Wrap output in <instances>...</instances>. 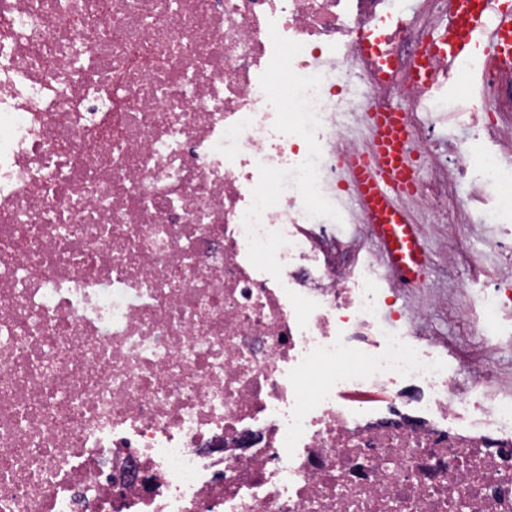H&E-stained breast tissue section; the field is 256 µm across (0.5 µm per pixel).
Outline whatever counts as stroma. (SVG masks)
I'll list each match as a JSON object with an SVG mask.
<instances>
[{
    "label": "stroma",
    "mask_w": 512,
    "mask_h": 512,
    "mask_svg": "<svg viewBox=\"0 0 512 512\" xmlns=\"http://www.w3.org/2000/svg\"><path fill=\"white\" fill-rule=\"evenodd\" d=\"M420 228L430 263L423 282L424 290L406 297L408 306L426 314V324L446 337L449 365H456V355L475 344L466 322L456 309L465 293L487 290L500 284L506 268L512 267V253H500L488 245L499 231L487 224H434L426 210L409 214ZM444 291L447 305L433 302L432 294Z\"/></svg>",
    "instance_id": "35a3bbf8"
}]
</instances>
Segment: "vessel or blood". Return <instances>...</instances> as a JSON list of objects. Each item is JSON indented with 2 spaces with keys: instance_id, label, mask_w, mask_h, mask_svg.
<instances>
[{
  "instance_id": "obj_1",
  "label": "vessel or blood",
  "mask_w": 512,
  "mask_h": 512,
  "mask_svg": "<svg viewBox=\"0 0 512 512\" xmlns=\"http://www.w3.org/2000/svg\"><path fill=\"white\" fill-rule=\"evenodd\" d=\"M489 51L512 66V0H452L448 28L425 54L452 63ZM404 125L402 113L376 114L377 161L370 168L352 164L351 173L358 188L356 201L375 221L374 234L386 263L395 277L415 284L423 280L427 255L417 225L394 204L396 195L410 187L409 181L398 177L406 162Z\"/></svg>"
}]
</instances>
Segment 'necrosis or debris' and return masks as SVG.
Here are the masks:
<instances>
[{"label":"necrosis or debris","instance_id":"1","mask_svg":"<svg viewBox=\"0 0 512 512\" xmlns=\"http://www.w3.org/2000/svg\"><path fill=\"white\" fill-rule=\"evenodd\" d=\"M447 22L448 0H0V512H512V394L481 346L449 370L418 310L392 330L402 284L377 287L347 205L374 159L354 127L398 109L434 174L403 207L512 223V72L437 63L444 109L410 78ZM462 313L512 336V289Z\"/></svg>","mask_w":512,"mask_h":512}]
</instances>
